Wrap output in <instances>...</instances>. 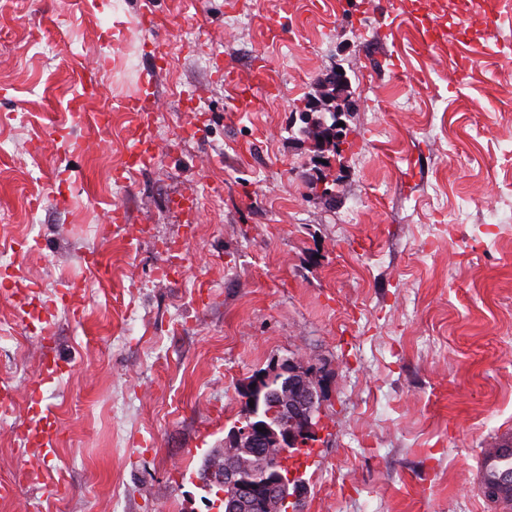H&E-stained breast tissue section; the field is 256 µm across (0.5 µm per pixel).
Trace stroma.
I'll return each mask as SVG.
<instances>
[{
    "label": "stroma",
    "mask_w": 512,
    "mask_h": 512,
    "mask_svg": "<svg viewBox=\"0 0 512 512\" xmlns=\"http://www.w3.org/2000/svg\"><path fill=\"white\" fill-rule=\"evenodd\" d=\"M142 2L0 0V248L51 307L0 300V472L29 462L28 387L61 367L44 479L0 512H217L200 466L275 358L323 391L291 512H495L473 473L512 441V26L463 52L427 48L400 0H151V34ZM224 61L266 65L255 111ZM334 69L353 107L315 186L298 115ZM95 73L87 111L112 122L93 131L69 104ZM142 94L159 111L121 110ZM138 137L154 155L116 181ZM65 277L91 286L60 302Z\"/></svg>",
    "instance_id": "stroma-1"
}]
</instances>
